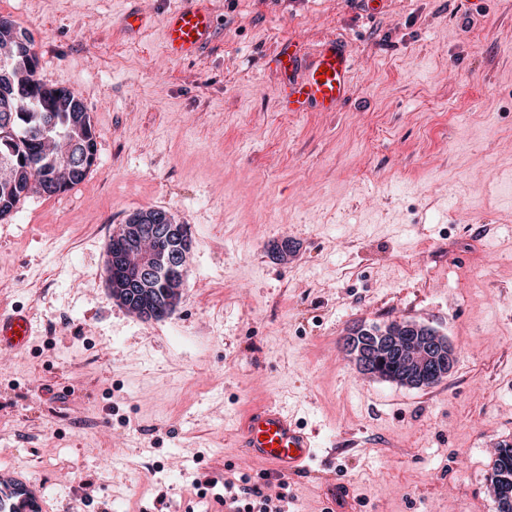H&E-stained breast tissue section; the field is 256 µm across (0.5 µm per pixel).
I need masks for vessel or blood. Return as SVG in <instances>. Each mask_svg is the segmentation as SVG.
Wrapping results in <instances>:
<instances>
[{
	"mask_svg": "<svg viewBox=\"0 0 512 512\" xmlns=\"http://www.w3.org/2000/svg\"><path fill=\"white\" fill-rule=\"evenodd\" d=\"M216 18L208 0H179L163 27L168 57H197L216 34ZM279 78L278 104L292 115L336 112L350 99L354 58L343 40H324L307 57L289 46L275 55ZM32 335L27 314L0 312V347L24 348ZM242 452L266 463L282 479L304 472L314 441L281 406L270 403L251 412L237 430ZM47 497L34 477L16 471L0 472V512H47Z\"/></svg>",
	"mask_w": 512,
	"mask_h": 512,
	"instance_id": "vessel-or-blood-1",
	"label": "vessel or blood"
}]
</instances>
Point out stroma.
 Instances as JSON below:
<instances>
[{"label":"stroma","mask_w":512,"mask_h":512,"mask_svg":"<svg viewBox=\"0 0 512 512\" xmlns=\"http://www.w3.org/2000/svg\"><path fill=\"white\" fill-rule=\"evenodd\" d=\"M177 0H0L42 81L78 93L96 160L73 189L0 220V469L49 512H220L224 480L275 495L234 445L254 408L288 407L319 443L296 512H496L512 444V0H212L218 33L167 57ZM151 26L134 40L121 16ZM347 42L340 112L276 107L279 44ZM162 208L192 239L181 300L146 320L106 284L110 235ZM289 241L288 255L276 244ZM447 336L453 373L409 389L355 370L358 325ZM32 335L30 318L26 313L0 312V347L24 348ZM499 477H508L512 481V444L504 443L498 449L490 476V488L495 491Z\"/></svg>","instance_id":"35a3bbf8"}]
</instances>
